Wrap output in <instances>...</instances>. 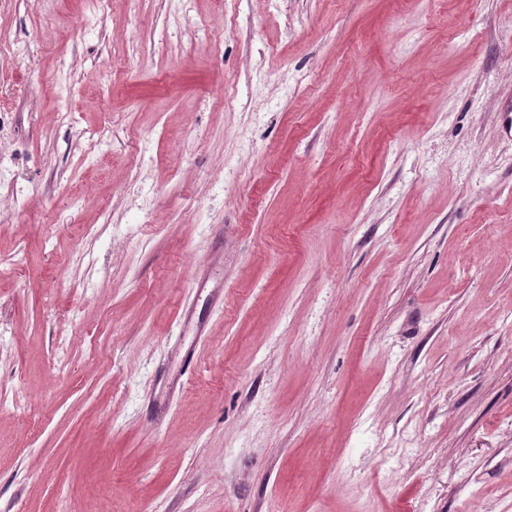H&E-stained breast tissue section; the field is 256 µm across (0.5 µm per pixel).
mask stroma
<instances>
[{"label":"stroma","instance_id":"obj_1","mask_svg":"<svg viewBox=\"0 0 512 512\" xmlns=\"http://www.w3.org/2000/svg\"><path fill=\"white\" fill-rule=\"evenodd\" d=\"M512 0H0V512H512Z\"/></svg>","mask_w":512,"mask_h":512}]
</instances>
